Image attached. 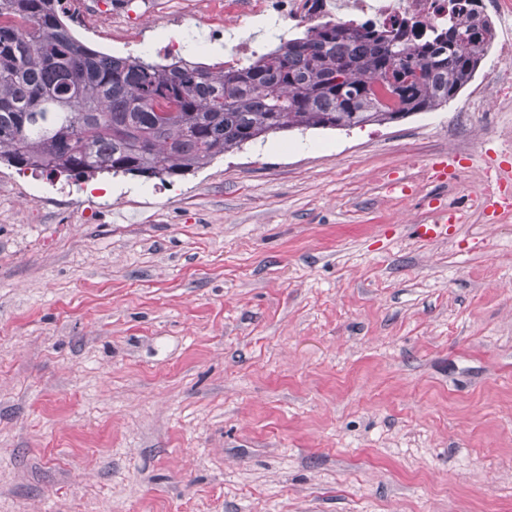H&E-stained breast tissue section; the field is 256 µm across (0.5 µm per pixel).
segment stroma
I'll return each instance as SVG.
<instances>
[{"label": "stroma", "instance_id": "35a3bbf8", "mask_svg": "<svg viewBox=\"0 0 512 512\" xmlns=\"http://www.w3.org/2000/svg\"><path fill=\"white\" fill-rule=\"evenodd\" d=\"M65 12L109 55L236 43L210 0ZM504 75L165 180L0 161V512H512ZM456 223L454 214L447 209H442L438 211L432 224H417L416 229L421 238L432 240L448 235V229Z\"/></svg>", "mask_w": 512, "mask_h": 512}]
</instances>
